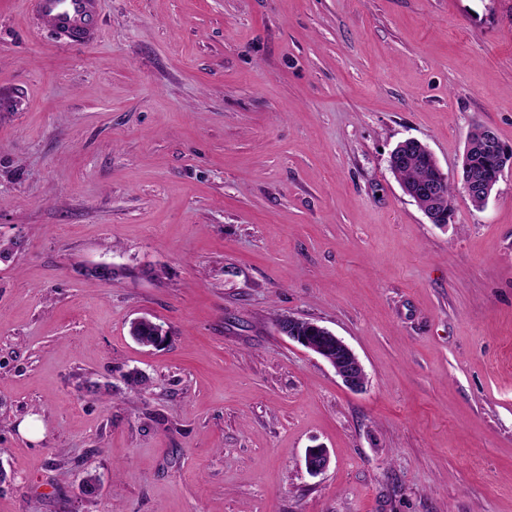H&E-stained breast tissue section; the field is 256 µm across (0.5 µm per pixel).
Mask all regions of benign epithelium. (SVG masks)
<instances>
[{
  "instance_id": "benign-epithelium-1",
  "label": "benign epithelium",
  "mask_w": 512,
  "mask_h": 512,
  "mask_svg": "<svg viewBox=\"0 0 512 512\" xmlns=\"http://www.w3.org/2000/svg\"><path fill=\"white\" fill-rule=\"evenodd\" d=\"M468 148L471 151L499 156L501 169L512 170V151L499 144L495 130L483 124L474 125L468 134ZM439 179L428 183H415L404 187V193L416 197L436 199L440 195V186L447 175L437 169ZM466 192L472 195L490 197L494 187L485 183L478 175L472 173L465 182ZM303 320L293 316L284 318L279 324L281 333L297 342L310 352L325 360L342 380L344 385L353 391L364 388L366 373L360 359L343 339L325 330L322 336H300L298 330ZM330 457L324 448H312L305 456V466L309 474L315 476L325 471Z\"/></svg>"
}]
</instances>
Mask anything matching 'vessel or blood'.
<instances>
[{
	"mask_svg": "<svg viewBox=\"0 0 512 512\" xmlns=\"http://www.w3.org/2000/svg\"><path fill=\"white\" fill-rule=\"evenodd\" d=\"M35 18L74 41L88 43L97 33L98 0H30Z\"/></svg>",
	"mask_w": 512,
	"mask_h": 512,
	"instance_id": "vessel-or-blood-1",
	"label": "vessel or blood"
}]
</instances>
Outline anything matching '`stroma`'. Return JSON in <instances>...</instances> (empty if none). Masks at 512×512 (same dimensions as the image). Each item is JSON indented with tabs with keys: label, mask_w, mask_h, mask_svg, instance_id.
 <instances>
[{
	"label": "stroma",
	"mask_w": 512,
	"mask_h": 512,
	"mask_svg": "<svg viewBox=\"0 0 512 512\" xmlns=\"http://www.w3.org/2000/svg\"><path fill=\"white\" fill-rule=\"evenodd\" d=\"M101 3L0 0V512H512V171L438 225L388 163L512 147V0ZM30 8L42 25L73 41L96 36L98 0H30ZM303 322L311 321L288 316L281 321L278 327L280 332L288 336L289 339L325 360L334 369L336 375L346 387L353 391L362 390L366 382V373L364 366L353 349L327 328L312 322V326L325 332L324 336H317V334L297 336ZM326 341L336 343L335 354L331 355L330 351L325 347L324 343Z\"/></svg>",
	"instance_id": "stroma-1"
}]
</instances>
